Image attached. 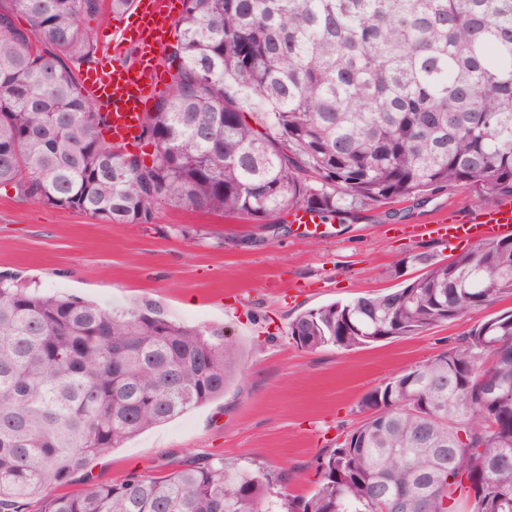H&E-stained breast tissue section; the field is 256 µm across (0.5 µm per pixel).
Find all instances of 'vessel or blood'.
I'll list each match as a JSON object with an SVG mask.
<instances>
[{"instance_id":"vessel-or-blood-1","label":"vessel or blood","mask_w":512,"mask_h":512,"mask_svg":"<svg viewBox=\"0 0 512 512\" xmlns=\"http://www.w3.org/2000/svg\"><path fill=\"white\" fill-rule=\"evenodd\" d=\"M137 14L143 26L138 37L135 65L111 62L86 76L83 91L102 112L109 115L114 142L131 143L138 135L147 105L164 87V73L156 63L166 45L172 20V0H138ZM403 236L461 239L474 244L512 235V197H501L476 211L462 214L449 208L447 214L428 224H399Z\"/></svg>"}]
</instances>
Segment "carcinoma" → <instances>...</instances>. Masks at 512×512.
<instances>
[{
	"mask_svg": "<svg viewBox=\"0 0 512 512\" xmlns=\"http://www.w3.org/2000/svg\"><path fill=\"white\" fill-rule=\"evenodd\" d=\"M135 2L0 0V189L108 224L161 202L266 225L458 185L512 196V0H183L149 155L108 142L82 94L89 23ZM405 264L424 273L299 314L292 340L352 350L512 297L511 236ZM239 369L222 329L0 277V512H512V312L367 393L307 497L222 459L57 493Z\"/></svg>",
	"mask_w": 512,
	"mask_h": 512,
	"instance_id": "carcinoma-1",
	"label": "carcinoma"
}]
</instances>
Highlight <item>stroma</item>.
I'll use <instances>...</instances> for the list:
<instances>
[{
    "label": "stroma",
    "instance_id": "obj_1",
    "mask_svg": "<svg viewBox=\"0 0 512 512\" xmlns=\"http://www.w3.org/2000/svg\"><path fill=\"white\" fill-rule=\"evenodd\" d=\"M136 25L132 10L91 22L98 58L121 40L123 62L133 63ZM482 205L473 190L456 186L420 203L359 208L313 235L287 210L276 215V231L168 205L151 224H108L0 190V273L105 308L149 304L171 320L223 329L238 343L242 369L223 397L95 459L64 492L221 457L288 470L289 493L308 496L316 455L361 421L364 394L512 309V298L417 336L354 350H304L289 337L290 323L327 303L400 287L421 273L415 265L396 272L405 256L426 251L447 260L465 252L454 241L394 237L391 227L429 223L451 206L467 213Z\"/></svg>",
    "mask_w": 512,
    "mask_h": 512
}]
</instances>
